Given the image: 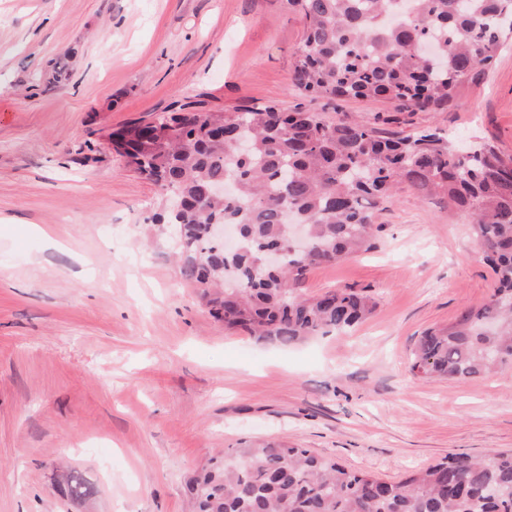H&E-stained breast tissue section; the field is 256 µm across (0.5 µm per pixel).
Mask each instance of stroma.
<instances>
[{
    "instance_id": "35a3bbf8",
    "label": "stroma",
    "mask_w": 512,
    "mask_h": 512,
    "mask_svg": "<svg viewBox=\"0 0 512 512\" xmlns=\"http://www.w3.org/2000/svg\"><path fill=\"white\" fill-rule=\"evenodd\" d=\"M303 36L278 0H0V512H193L189 480L245 441L387 480L512 448V362L464 383L408 368L424 331L497 286L467 219L400 187L375 213L376 249L300 288L365 292L374 313L281 349L209 314L150 222L161 189L104 140L176 102H273L512 154V46L461 107L410 114L300 94ZM69 52L70 78L48 84ZM75 481L88 495H69Z\"/></svg>"
}]
</instances>
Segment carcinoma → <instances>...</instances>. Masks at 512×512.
<instances>
[{"mask_svg": "<svg viewBox=\"0 0 512 512\" xmlns=\"http://www.w3.org/2000/svg\"><path fill=\"white\" fill-rule=\"evenodd\" d=\"M280 2L305 23L296 90L384 98L399 112L460 107L463 88L488 74L512 38V0H414L394 24L392 0ZM160 121L173 132L167 139L130 124L104 138L173 196L151 221L182 230L180 273L226 329L290 347L366 318L375 308L367 295L305 298L298 287L310 267L375 248V210L406 185L470 219L498 282L481 307L420 336L410 372L466 382L512 361V155L489 140L460 148L438 128L388 137L371 123H328L275 104H181ZM225 181L234 192L212 195ZM290 219L306 227V249L265 266L268 248L287 245ZM211 224L238 226L237 248H219ZM189 489L193 512H512V451L450 454L387 482L307 448L251 443L224 453V465L204 469Z\"/></svg>", "mask_w": 512, "mask_h": 512, "instance_id": "obj_1", "label": "carcinoma"}]
</instances>
